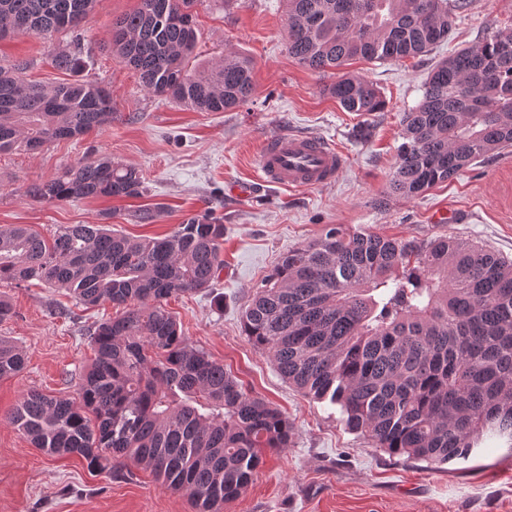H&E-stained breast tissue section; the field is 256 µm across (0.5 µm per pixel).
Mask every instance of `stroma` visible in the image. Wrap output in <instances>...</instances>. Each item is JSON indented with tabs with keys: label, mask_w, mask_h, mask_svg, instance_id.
<instances>
[{
	"label": "stroma",
	"mask_w": 512,
	"mask_h": 512,
	"mask_svg": "<svg viewBox=\"0 0 512 512\" xmlns=\"http://www.w3.org/2000/svg\"><path fill=\"white\" fill-rule=\"evenodd\" d=\"M139 0H98L81 43L69 32L20 35L0 43V65L27 62V78L69 81L52 54L81 46L85 75L112 96V123L40 152L0 154V226L27 224L50 235L60 224H113L133 237H159L193 215L224 226V270L213 289L169 299L184 336L278 408L289 420L288 448L268 452L260 474L224 512H512V456L478 452L438 468L389 456L348 430L338 406L303 396L284 381L269 354L242 330V315L281 257L320 238L329 225L398 239L450 234L512 258V148L465 167L415 197L388 192L403 142L401 117L421 100L434 64L496 30L512 28V0H471L448 40L432 53L399 61L355 60L345 71L372 83L382 111H344L325 91L337 71L311 69L286 49L285 0H196L197 53L215 62L238 53L254 62L255 93L228 112H196L150 93L138 75L103 47L113 19ZM276 132L314 134L348 156L336 181L288 190L257 181L262 140ZM139 170L146 191L130 199L36 201L29 186L92 153ZM250 185V196L235 194ZM150 210L143 222L140 212ZM14 315L0 339L27 356L0 378V512H194L190 501L140 466L96 474L75 459L34 448L6 415L28 392L74 398L94 359L89 331L119 316L104 303L86 307L64 289L32 280L0 285Z\"/></svg>",
	"instance_id": "stroma-1"
}]
</instances>
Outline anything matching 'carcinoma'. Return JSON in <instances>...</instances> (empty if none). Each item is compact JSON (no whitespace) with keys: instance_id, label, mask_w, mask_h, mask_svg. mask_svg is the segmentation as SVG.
<instances>
[{"instance_id":"cac0c4a2","label":"carcinoma","mask_w":512,"mask_h":512,"mask_svg":"<svg viewBox=\"0 0 512 512\" xmlns=\"http://www.w3.org/2000/svg\"><path fill=\"white\" fill-rule=\"evenodd\" d=\"M96 0H0V40L77 32ZM288 54L315 70L352 59L390 62L448 41L469 0H286ZM193 0H140L112 21L109 49L157 96L196 112H226L254 94L253 63L227 55L189 65L197 30ZM85 68L81 42L51 57ZM27 64L0 67V153L32 152L112 123L100 83L44 85ZM328 94L368 115L384 102L373 84L345 76ZM389 193L420 195L490 153L512 147V28L440 61L421 101L401 118ZM138 170L106 154L27 188L44 201L138 198ZM224 225L192 216L159 238L105 224H61L45 237L0 226V283L33 279L80 303L109 302L122 316L91 333L95 360L79 400L28 392L9 421L50 456L76 457L112 473L131 461L195 512H224L257 478L263 451L286 448L288 419L196 348L165 308L173 296L210 288L224 267ZM243 332L278 373L317 401L340 407L345 425L377 448L442 466L488 441L512 451V260L448 236L394 239L329 228L288 252L245 309ZM25 355L0 339V378Z\"/></svg>"}]
</instances>
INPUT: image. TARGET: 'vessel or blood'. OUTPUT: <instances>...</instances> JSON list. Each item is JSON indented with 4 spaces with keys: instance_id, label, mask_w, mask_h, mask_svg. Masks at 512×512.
I'll return each mask as SVG.
<instances>
[{
    "instance_id": "obj_1",
    "label": "vessel or blood",
    "mask_w": 512,
    "mask_h": 512,
    "mask_svg": "<svg viewBox=\"0 0 512 512\" xmlns=\"http://www.w3.org/2000/svg\"><path fill=\"white\" fill-rule=\"evenodd\" d=\"M347 163L331 141L311 134L267 136L258 155L263 182L290 189H318L332 184Z\"/></svg>"
}]
</instances>
